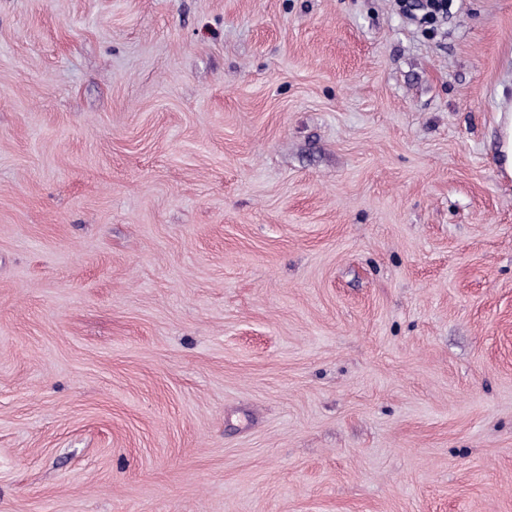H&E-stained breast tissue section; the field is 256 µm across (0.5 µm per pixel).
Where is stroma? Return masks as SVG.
<instances>
[{
  "label": "stroma",
  "mask_w": 512,
  "mask_h": 512,
  "mask_svg": "<svg viewBox=\"0 0 512 512\" xmlns=\"http://www.w3.org/2000/svg\"><path fill=\"white\" fill-rule=\"evenodd\" d=\"M512 0H0V512H512ZM403 12L419 11V21L425 24H434L448 14L452 1L449 0H398ZM498 141V165L504 174L512 177V108L499 113Z\"/></svg>",
  "instance_id": "stroma-1"
}]
</instances>
